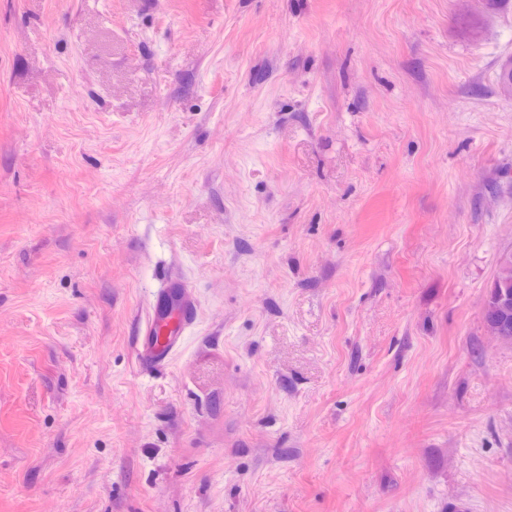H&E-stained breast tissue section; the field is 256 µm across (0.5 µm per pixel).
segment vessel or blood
I'll return each mask as SVG.
<instances>
[{
	"label": "vessel or blood",
	"mask_w": 512,
	"mask_h": 512,
	"mask_svg": "<svg viewBox=\"0 0 512 512\" xmlns=\"http://www.w3.org/2000/svg\"><path fill=\"white\" fill-rule=\"evenodd\" d=\"M197 319V305L188 284L172 276L165 279L149 301L148 314L138 330L136 357L146 371L168 364Z\"/></svg>",
	"instance_id": "obj_1"
}]
</instances>
